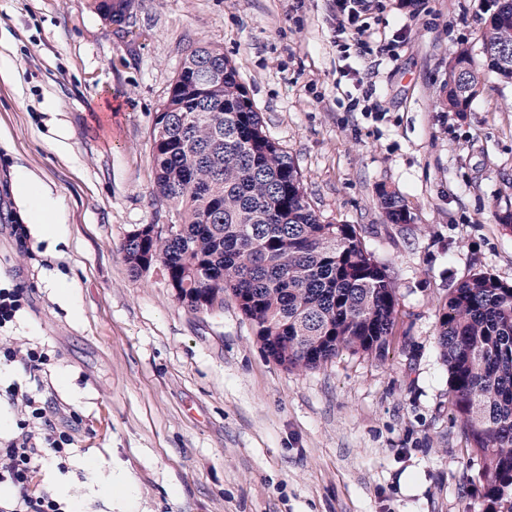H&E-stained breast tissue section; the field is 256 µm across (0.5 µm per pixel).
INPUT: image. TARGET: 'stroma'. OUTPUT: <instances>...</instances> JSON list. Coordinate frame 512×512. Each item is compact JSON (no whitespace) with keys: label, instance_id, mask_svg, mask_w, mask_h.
Here are the masks:
<instances>
[{"label":"stroma","instance_id":"obj_1","mask_svg":"<svg viewBox=\"0 0 512 512\" xmlns=\"http://www.w3.org/2000/svg\"><path fill=\"white\" fill-rule=\"evenodd\" d=\"M493 8L372 0L360 20L383 38L363 48L331 0H133L119 24L96 0H0V288L28 295L0 337L50 357L35 379L0 363V443L19 419L6 390L48 402L74 451L41 488L77 512H481L437 308L474 272L512 283V85L487 78L462 115L436 99ZM200 45L235 63L321 220L355 225L394 277L385 360L286 371L232 299L195 313L160 272L130 274L126 234L170 221L152 200L153 118ZM20 169L59 198L61 241H15ZM382 188L413 223H386ZM59 274L72 304L52 294ZM114 472L122 489L104 485Z\"/></svg>","mask_w":512,"mask_h":512}]
</instances>
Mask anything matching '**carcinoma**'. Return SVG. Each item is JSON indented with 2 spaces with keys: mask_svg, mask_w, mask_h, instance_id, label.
Instances as JSON below:
<instances>
[{
  "mask_svg": "<svg viewBox=\"0 0 512 512\" xmlns=\"http://www.w3.org/2000/svg\"><path fill=\"white\" fill-rule=\"evenodd\" d=\"M131 0H99L111 22ZM479 54L460 48L438 105L468 112L490 75L512 84V0L484 21ZM185 89L167 112L164 145L152 147L154 201L166 205L174 236L123 243L130 273L150 255L162 275L189 282L178 300L219 291L238 308L264 352L287 371L313 370L343 351L382 357L396 320L394 278L352 224H325L308 201L299 168L264 129L235 65L197 46L183 58ZM206 91H187L197 76ZM390 224H409L402 196L382 189ZM437 345L448 367L453 420L480 459L483 512H512V285L475 272L438 307Z\"/></svg>",
  "mask_w": 512,
  "mask_h": 512,
  "instance_id": "carcinoma-1",
  "label": "carcinoma"
}]
</instances>
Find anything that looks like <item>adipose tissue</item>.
Masks as SVG:
<instances>
[{
	"label": "adipose tissue",
	"mask_w": 512,
	"mask_h": 512,
	"mask_svg": "<svg viewBox=\"0 0 512 512\" xmlns=\"http://www.w3.org/2000/svg\"><path fill=\"white\" fill-rule=\"evenodd\" d=\"M13 191L24 204L22 216L26 223L35 227L40 238L57 239L62 219L59 200L51 189L30 173L20 171L14 177Z\"/></svg>",
	"instance_id": "ef3b65f1"
}]
</instances>
